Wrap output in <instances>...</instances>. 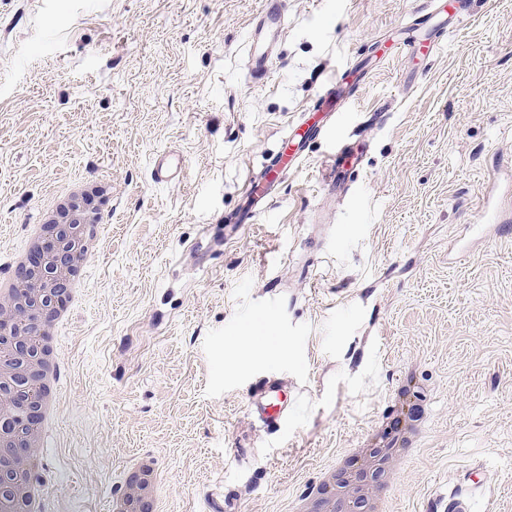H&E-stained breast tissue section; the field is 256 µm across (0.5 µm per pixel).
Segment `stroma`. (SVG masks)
Returning <instances> with one entry per match:
<instances>
[{"label":"stroma","instance_id":"stroma-1","mask_svg":"<svg viewBox=\"0 0 512 512\" xmlns=\"http://www.w3.org/2000/svg\"><path fill=\"white\" fill-rule=\"evenodd\" d=\"M262 5L0 0V270L57 193L112 182L109 233L57 335L61 428L37 452L47 512H103L134 455L166 474L161 512L228 491L239 512H294L365 446L411 367L429 414L392 467L393 512H425L476 463L475 512H512V234L479 217L488 191L512 193V0H473L429 60H375L344 129L365 154L352 192L323 193L330 144L314 141L266 214L201 250L290 124L317 121L327 79L429 8L288 0L255 83ZM163 151L183 182H151ZM247 333L257 354L234 358ZM265 375L298 394L278 437L244 395ZM288 11V0H265L250 35V75L254 81L264 80L270 72L273 53L263 46L264 35L277 30Z\"/></svg>","mask_w":512,"mask_h":512}]
</instances>
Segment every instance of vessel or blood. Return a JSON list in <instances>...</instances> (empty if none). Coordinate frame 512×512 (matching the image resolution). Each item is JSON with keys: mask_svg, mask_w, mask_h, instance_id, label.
Here are the masks:
<instances>
[{"mask_svg": "<svg viewBox=\"0 0 512 512\" xmlns=\"http://www.w3.org/2000/svg\"><path fill=\"white\" fill-rule=\"evenodd\" d=\"M288 11V0H264L263 7L253 24L250 35V75L253 80H264L273 62L271 51L263 46L267 31L279 29ZM465 16L466 0H430V8L412 21L396 25L400 34V47L409 52H422L425 56L436 53L439 41L448 32L449 14ZM366 79V72L356 62L331 78L312 109L325 117L322 125L307 127L293 125L285 136L283 150L273 157L254 175L230 224H227L220 241H229L239 234L244 225L255 223L264 214L271 201L273 188L281 183L285 174L299 170L308 159V149L316 138L331 136L340 112L346 111L350 101L359 93ZM363 165V155L349 143L335 148L324 165V182L328 191L345 192L350 178ZM184 167L179 157L167 155L155 158L151 166V178L159 185L182 180ZM246 399L256 419L270 434H281L288 426L296 396L272 376H263L248 384ZM482 488L478 468H471L464 477V484L448 497L432 503L428 512H471V500Z\"/></svg>", "mask_w": 512, "mask_h": 512, "instance_id": "vessel-or-blood-1", "label": "vessel or blood"}]
</instances>
